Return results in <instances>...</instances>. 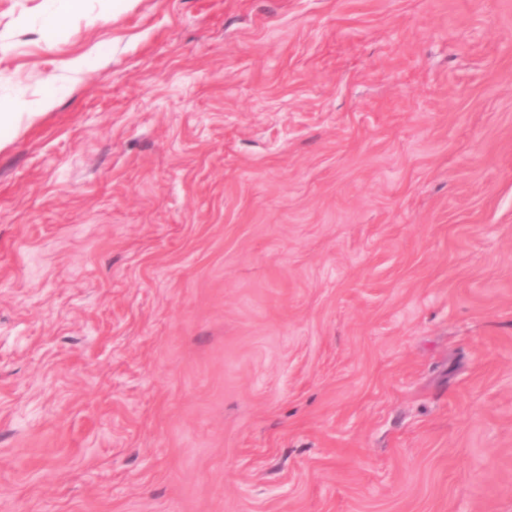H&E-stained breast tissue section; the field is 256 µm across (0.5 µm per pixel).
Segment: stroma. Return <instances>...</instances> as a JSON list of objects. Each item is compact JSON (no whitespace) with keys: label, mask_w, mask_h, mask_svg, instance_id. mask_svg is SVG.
<instances>
[{"label":"stroma","mask_w":512,"mask_h":512,"mask_svg":"<svg viewBox=\"0 0 512 512\" xmlns=\"http://www.w3.org/2000/svg\"><path fill=\"white\" fill-rule=\"evenodd\" d=\"M63 7L0 0V512H512V0ZM67 2V11L60 14H51L44 26L45 35L64 28L71 18L82 15L84 11V0H65ZM29 107L23 100L0 97V142L9 135L20 114Z\"/></svg>","instance_id":"35a3bbf8"}]
</instances>
